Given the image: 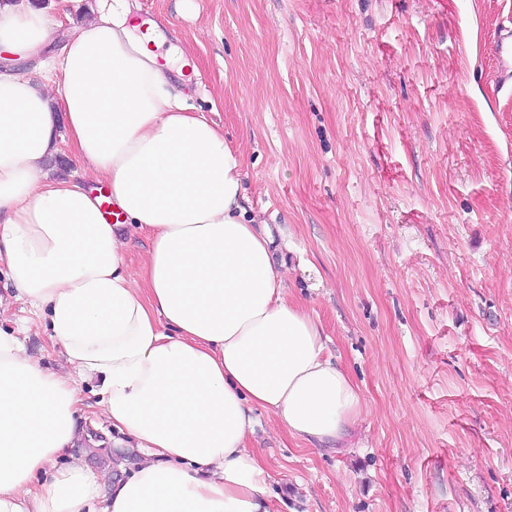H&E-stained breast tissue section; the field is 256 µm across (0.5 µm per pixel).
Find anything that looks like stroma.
Listing matches in <instances>:
<instances>
[{
  "label": "stroma",
  "mask_w": 512,
  "mask_h": 512,
  "mask_svg": "<svg viewBox=\"0 0 512 512\" xmlns=\"http://www.w3.org/2000/svg\"><path fill=\"white\" fill-rule=\"evenodd\" d=\"M187 53L290 298L366 408L343 450L259 414L274 512H512V0H129ZM54 37L99 0H48ZM56 367L24 301L0 311ZM103 489L142 455L82 411ZM495 53L498 61L497 76L502 86L512 83V28L500 32Z\"/></svg>",
  "instance_id": "stroma-1"
}]
</instances>
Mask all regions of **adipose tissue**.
<instances>
[{"instance_id":"1","label":"adipose tissue","mask_w":512,"mask_h":512,"mask_svg":"<svg viewBox=\"0 0 512 512\" xmlns=\"http://www.w3.org/2000/svg\"><path fill=\"white\" fill-rule=\"evenodd\" d=\"M42 61V7L0 0V267L64 366H42L0 332V512H269L255 411L293 439L338 447L363 412L348 372L324 355L319 321L289 299L271 240L243 205L241 155L188 111L127 0ZM67 133L106 183L122 223L82 183L49 175ZM150 250L140 281L127 237ZM143 459L101 494L79 458L84 396Z\"/></svg>"}]
</instances>
